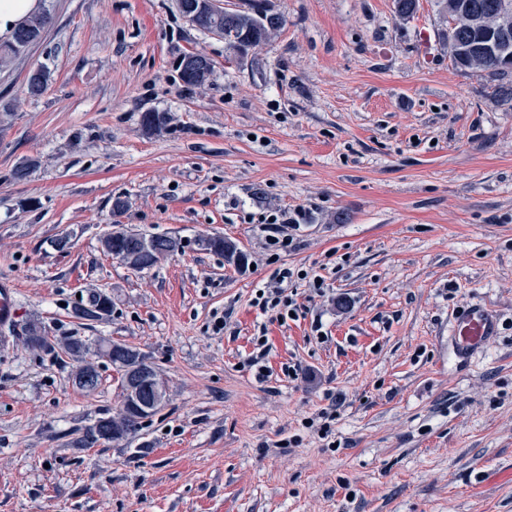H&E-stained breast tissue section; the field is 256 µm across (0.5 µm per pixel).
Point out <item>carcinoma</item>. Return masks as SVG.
I'll return each instance as SVG.
<instances>
[{"instance_id":"obj_1","label":"carcinoma","mask_w":512,"mask_h":512,"mask_svg":"<svg viewBox=\"0 0 512 512\" xmlns=\"http://www.w3.org/2000/svg\"><path fill=\"white\" fill-rule=\"evenodd\" d=\"M502 1L512 5V0H458V3L463 5L467 12L477 14L490 8V5H497ZM49 22L48 17L40 16L22 26L11 43L0 46V62L17 56L23 50V46L19 44L20 34L27 33L36 38ZM191 24L207 32L213 27H224L225 38L230 41L228 47L231 49L236 47L246 54L265 42L273 33L279 31L285 25V17L278 13L273 17L259 18L240 10L238 11V21L233 26L224 24V16L217 13H201L191 21ZM473 40L474 34L462 27L457 30L456 38H447L451 59L456 67L467 68V45ZM210 73L211 68L209 67L194 71L180 68L181 80L189 85L205 82ZM47 82V72L41 68L35 69L26 83V91L32 96H38L44 91ZM101 245L105 253L123 263L126 262V255L134 252L132 242L114 239L108 234L101 239ZM111 313L112 299L103 291L92 293L86 304L79 305L72 311L74 318L90 323L104 321ZM26 340L30 346L41 350L53 359L59 358L62 354L78 357L88 353V347L80 337L68 336L58 340L45 334L36 326L27 328ZM132 352L140 359L143 366L153 373L156 372L149 356L126 344H112V349L104 352L103 356L115 364L124 360ZM148 419L149 416L137 413L124 403L116 415L100 418L92 424L74 431V438L69 445L77 449H87L126 437L135 438L140 434Z\"/></svg>"}]
</instances>
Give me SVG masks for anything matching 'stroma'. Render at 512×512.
Returning <instances> with one entry per match:
<instances>
[{
	"instance_id": "obj_1",
	"label": "stroma",
	"mask_w": 512,
	"mask_h": 512,
	"mask_svg": "<svg viewBox=\"0 0 512 512\" xmlns=\"http://www.w3.org/2000/svg\"><path fill=\"white\" fill-rule=\"evenodd\" d=\"M273 6L285 26L240 56L175 0H41L49 25L0 67V281L18 298L0 512H512V483L478 477L512 465V75L453 65L443 0L411 19L393 0ZM191 52L212 62L204 85L180 78ZM275 208L303 214L285 252L259 222ZM115 223L183 249L133 272L102 251ZM216 235L246 265L201 246ZM287 266L326 286L297 282L281 325L251 299ZM92 288L112 314L85 325ZM476 303L499 334L466 359L448 330ZM33 320L150 356L166 397L137 439L70 447L119 411L121 375L99 359L80 390L74 358L26 344Z\"/></svg>"
}]
</instances>
